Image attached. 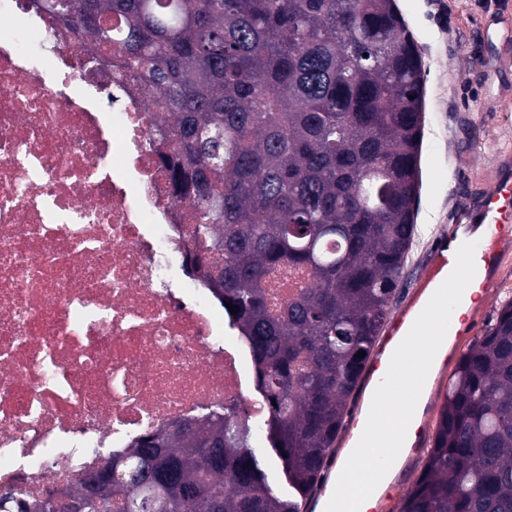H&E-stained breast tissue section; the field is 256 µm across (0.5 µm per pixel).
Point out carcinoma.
I'll use <instances>...</instances> for the list:
<instances>
[{"label": "carcinoma", "instance_id": "obj_1", "mask_svg": "<svg viewBox=\"0 0 512 512\" xmlns=\"http://www.w3.org/2000/svg\"><path fill=\"white\" fill-rule=\"evenodd\" d=\"M85 0L45 14L136 73L171 119L195 256L269 405L176 422L96 472L84 512H301L388 318L415 236L424 72L396 0ZM314 285L271 309L279 267ZM365 356L358 357V352ZM279 462L288 494L268 472ZM399 512H512V300L452 372Z\"/></svg>", "mask_w": 512, "mask_h": 512}]
</instances>
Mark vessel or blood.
Returning a JSON list of instances; mask_svg holds the SVG:
<instances>
[{
  "label": "vessel or blood",
  "mask_w": 512,
  "mask_h": 512,
  "mask_svg": "<svg viewBox=\"0 0 512 512\" xmlns=\"http://www.w3.org/2000/svg\"><path fill=\"white\" fill-rule=\"evenodd\" d=\"M500 23L501 18L497 15L481 22L486 32L483 61L486 68L495 74L508 66L507 60L497 50V43L502 38ZM494 156L490 186L469 206L465 223L452 225L446 235L433 243L422 273L416 279L396 320L380 339L378 359L391 357L432 295L447 278L449 268L454 267L456 252L462 241L476 238L478 227L485 224L496 225L498 232L487 240L476 238L484 263L480 287L484 290L494 287L502 259L512 253V147H499Z\"/></svg>",
  "instance_id": "1"
}]
</instances>
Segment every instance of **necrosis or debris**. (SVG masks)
<instances>
[{"label": "necrosis or debris", "instance_id": "obj_1", "mask_svg": "<svg viewBox=\"0 0 512 512\" xmlns=\"http://www.w3.org/2000/svg\"><path fill=\"white\" fill-rule=\"evenodd\" d=\"M152 99L34 0H0V512L172 422L266 411L188 258Z\"/></svg>", "mask_w": 512, "mask_h": 512}]
</instances>
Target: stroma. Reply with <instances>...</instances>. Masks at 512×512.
I'll use <instances>...</instances> for the list:
<instances>
[{"label":"stroma","mask_w":512,"mask_h":512,"mask_svg":"<svg viewBox=\"0 0 512 512\" xmlns=\"http://www.w3.org/2000/svg\"><path fill=\"white\" fill-rule=\"evenodd\" d=\"M420 48L425 75V127L421 188L415 243L403 272L412 284L436 236L462 223L471 198L486 187L497 143H512V115L500 100L512 101V69L489 78L482 65L483 17L512 0H398ZM512 299V255L501 267L494 288L482 294L474 313L484 336L502 304Z\"/></svg>","instance_id":"stroma-1"}]
</instances>
